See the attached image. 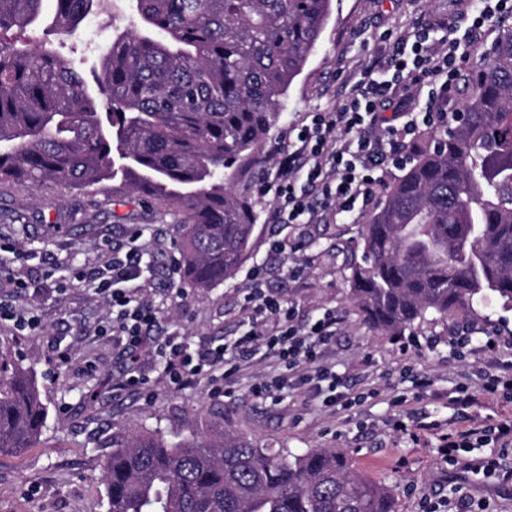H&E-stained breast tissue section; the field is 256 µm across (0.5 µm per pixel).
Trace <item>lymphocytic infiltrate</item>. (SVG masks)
I'll use <instances>...</instances> for the list:
<instances>
[{
    "label": "lymphocytic infiltrate",
    "mask_w": 512,
    "mask_h": 512,
    "mask_svg": "<svg viewBox=\"0 0 512 512\" xmlns=\"http://www.w3.org/2000/svg\"><path fill=\"white\" fill-rule=\"evenodd\" d=\"M509 16L512 0H482L477 12L460 20L435 18L410 32H383L381 41L391 47L389 59L365 64L359 79L345 85L337 108L310 113L308 121L290 127L289 149L277 157L274 176L256 187L259 197L275 200L274 222L312 223L322 205L335 206L345 217L361 213L375 194L381 171L410 162V147L421 129L447 124L457 103L458 75L468 61L462 43ZM421 90L424 104H413L414 92ZM140 238V230H133L127 245L111 249L90 279L110 308L99 333L111 337L129 359L117 386L135 392L144 390L146 377L133 357L163 322L143 277ZM264 279L263 267H255L246 298L251 328L232 347L203 345L191 351L175 335L156 345L170 384L181 389L204 380L212 394H223L241 361L261 351L277 358L285 370L255 383L253 398L272 401L283 388L308 384L335 403L336 385L317 363L318 347L336 334L335 314H324L302 329L296 308L286 298L266 293ZM230 350L235 353L231 359L226 356ZM488 446L512 448L511 418L439 437L440 453L448 460Z\"/></svg>",
    "instance_id": "f902f5d3"
}]
</instances>
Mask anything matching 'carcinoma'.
I'll return each instance as SVG.
<instances>
[{"label": "carcinoma", "instance_id": "obj_1", "mask_svg": "<svg viewBox=\"0 0 512 512\" xmlns=\"http://www.w3.org/2000/svg\"><path fill=\"white\" fill-rule=\"evenodd\" d=\"M0 0V182L86 189L120 178L182 216L181 273L204 290L234 277L257 216L232 175L275 125L333 0H132L87 77L62 53L107 0ZM464 117L412 146L369 212L347 296L399 336L435 316L512 308V28L462 90ZM47 411L34 378L0 357V454L34 447ZM106 512H396L391 489L342 451L261 448L218 424L173 442L130 436L104 462Z\"/></svg>", "mask_w": 512, "mask_h": 512}]
</instances>
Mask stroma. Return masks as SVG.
Masks as SVG:
<instances>
[{
    "label": "stroma",
    "mask_w": 512,
    "mask_h": 512,
    "mask_svg": "<svg viewBox=\"0 0 512 512\" xmlns=\"http://www.w3.org/2000/svg\"><path fill=\"white\" fill-rule=\"evenodd\" d=\"M476 5V0H334L315 54L259 147L260 161H247L234 179V190L251 198L257 224L237 276L216 287H187L177 299L161 289V281L172 279L178 259L177 223L143 203L141 194L121 180L84 191L53 182L37 188L0 183V255L26 281L23 288L1 291L0 300L41 320L35 332L0 326V355L32 371L48 411L33 448L0 456V512H105L101 465L120 441L143 430L170 439L191 436L217 422L225 432L264 448L296 454L312 448L346 451L355 467L393 489L398 512H449L450 502L461 497L470 512H512V480L503 477L512 471V450L477 448L451 464L439 454L437 440L441 433L512 418V402L482 394L485 376L512 370V309L487 298L463 350L454 344L456 327L442 322L387 335L365 324L346 295V262L360 220L329 213L318 224H273V199L254 192L260 176L274 173L269 151L287 144L290 123L336 106L337 74L357 80L361 66L384 51V44H364L363 29L402 30L421 16L445 18ZM131 19L128 0H110L109 9L83 27L77 48L86 66H93ZM134 226L156 239L143 266L146 279L159 285L152 297L163 308L164 327L179 331L192 345L231 344L250 328L243 303L251 271L267 267L272 286L295 300L304 323L328 309L341 316L323 361L335 372L341 391L360 396V404L328 407L307 389L282 391L272 404L253 402L249 386L279 371L272 359L239 373L229 398L211 395L202 383L176 389L148 346L141 352L149 377L146 395L116 389L123 359L111 337L95 333L106 315L105 302L89 287L72 288L68 281L74 271L92 273L102 246L125 245ZM300 233L306 243L305 272L294 280L268 242ZM89 357L95 370L85 368ZM463 387L477 398L466 411L455 403ZM421 425L434 432L413 441L411 434ZM491 459L498 462L497 472H484Z\"/></svg>",
    "instance_id": "1"
}]
</instances>
